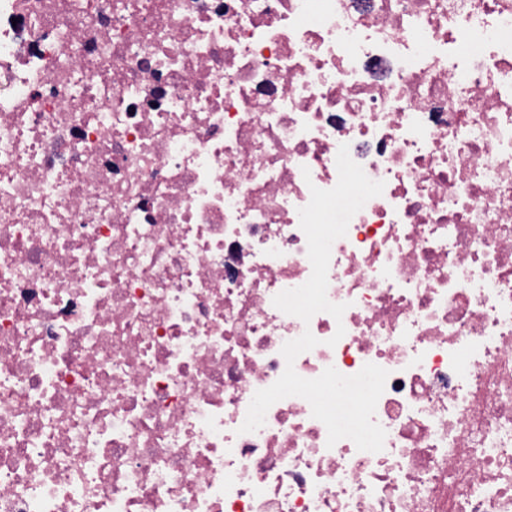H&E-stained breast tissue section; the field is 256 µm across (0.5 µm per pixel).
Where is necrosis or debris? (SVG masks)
<instances>
[{
	"label": "necrosis or debris",
	"mask_w": 512,
	"mask_h": 512,
	"mask_svg": "<svg viewBox=\"0 0 512 512\" xmlns=\"http://www.w3.org/2000/svg\"><path fill=\"white\" fill-rule=\"evenodd\" d=\"M306 331L381 451L241 432ZM0 512H512V0H0Z\"/></svg>",
	"instance_id": "necrosis-or-debris-1"
}]
</instances>
